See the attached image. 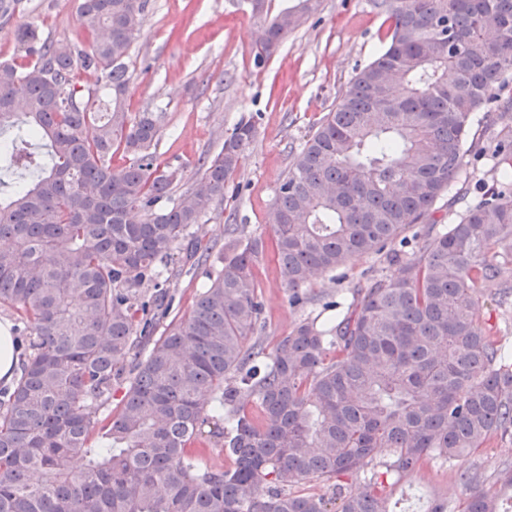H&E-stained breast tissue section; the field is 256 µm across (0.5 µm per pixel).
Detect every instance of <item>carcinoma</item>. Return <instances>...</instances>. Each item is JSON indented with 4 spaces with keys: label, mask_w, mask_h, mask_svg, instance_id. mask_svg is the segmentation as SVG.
Masks as SVG:
<instances>
[{
    "label": "carcinoma",
    "mask_w": 512,
    "mask_h": 512,
    "mask_svg": "<svg viewBox=\"0 0 512 512\" xmlns=\"http://www.w3.org/2000/svg\"><path fill=\"white\" fill-rule=\"evenodd\" d=\"M250 4L260 64L322 0ZM145 5L78 0L85 40L26 23L17 57L0 61V159L31 176L0 198V307L27 343L20 376L0 386V512H390L381 476L512 432V363L478 320L484 288L512 306L511 126L491 150L498 178L449 227L417 229L458 177L477 114L512 108L499 97L512 0H372L383 48L291 151L270 234L244 235L231 211L222 245L202 244L199 224L255 123L200 156L201 177L172 198L185 166L159 162L161 116L128 112ZM77 68L95 82L76 85ZM176 252L207 266L206 281L156 338ZM269 252L296 306L313 300L314 270L381 255L388 273L354 289L335 322L304 318L268 348L255 268ZM207 442L233 467L201 466ZM378 448L386 471L347 491L340 479ZM312 480L327 491L293 492ZM455 512L502 510L476 490Z\"/></svg>",
    "instance_id": "obj_1"
}]
</instances>
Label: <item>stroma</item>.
Returning a JSON list of instances; mask_svg holds the SVG:
<instances>
[{
	"label": "stroma",
	"instance_id": "35a3bbf8",
	"mask_svg": "<svg viewBox=\"0 0 512 512\" xmlns=\"http://www.w3.org/2000/svg\"><path fill=\"white\" fill-rule=\"evenodd\" d=\"M24 22L37 23L53 41L82 39L76 0H22L12 21L0 24V61L15 56L14 30ZM383 32V18L371 0H323L321 12L258 65L254 48L261 24L252 16L249 0H148L129 59V109L163 113L156 151L166 164L185 165L182 189H189L197 178L192 162L203 153L217 152L240 119L253 120L257 128L231 180L233 192L227 193L221 209L201 221L198 235L203 241L223 242L230 211L237 212L245 232H269L291 150L347 95L356 70L380 50ZM506 124L512 125V111L492 112L487 123L473 126L471 152L479 161L468 164L457 190L437 202L429 218L434 228L449 224L450 212L461 206V195H474L480 183L492 182L490 140ZM383 267L379 256L356 258L340 268V280L315 273L309 291L343 298L351 289L366 286ZM257 276L263 304L260 336L265 343L287 334L301 318H335V311L317 304L290 305L274 263L260 264ZM506 464L512 465V435L494 436L477 454L423 467L387 486L390 512L426 507L434 496L456 505L469 492L460 479L466 470L480 473V489L495 491L497 472Z\"/></svg>",
	"mask_w": 512,
	"mask_h": 512
}]
</instances>
